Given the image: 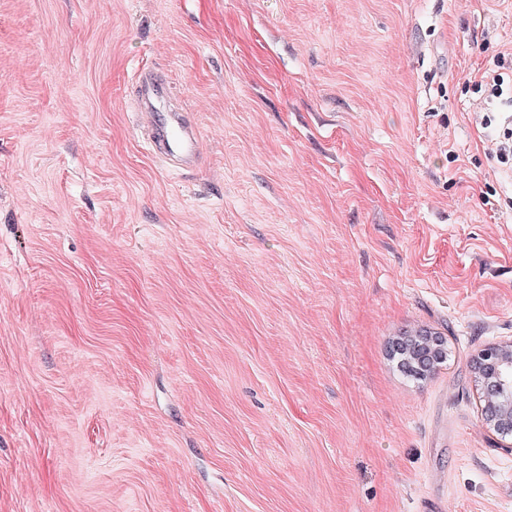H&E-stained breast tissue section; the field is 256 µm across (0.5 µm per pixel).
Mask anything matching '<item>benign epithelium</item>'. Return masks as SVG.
Returning a JSON list of instances; mask_svg holds the SVG:
<instances>
[{
  "mask_svg": "<svg viewBox=\"0 0 512 512\" xmlns=\"http://www.w3.org/2000/svg\"><path fill=\"white\" fill-rule=\"evenodd\" d=\"M440 347L433 351L416 345L407 348L425 366L434 368L445 359L442 337H434ZM473 371L481 394V419L493 432L512 438V400L503 399L504 389L512 387V342L495 344L479 350L472 359Z\"/></svg>",
  "mask_w": 512,
  "mask_h": 512,
  "instance_id": "1",
  "label": "benign epithelium"
}]
</instances>
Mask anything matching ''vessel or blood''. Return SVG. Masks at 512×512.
I'll list each match as a JSON object with an SVG mask.
<instances>
[{
    "mask_svg": "<svg viewBox=\"0 0 512 512\" xmlns=\"http://www.w3.org/2000/svg\"><path fill=\"white\" fill-rule=\"evenodd\" d=\"M136 97L137 124L152 155L181 170L197 166L202 157L198 131L188 113L173 107L174 92L168 78L153 69L141 70Z\"/></svg>",
    "mask_w": 512,
    "mask_h": 512,
    "instance_id": "vessel-or-blood-1",
    "label": "vessel or blood"
}]
</instances>
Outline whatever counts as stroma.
I'll return each mask as SVG.
<instances>
[{
  "label": "stroma",
  "mask_w": 512,
  "mask_h": 512,
  "mask_svg": "<svg viewBox=\"0 0 512 512\" xmlns=\"http://www.w3.org/2000/svg\"><path fill=\"white\" fill-rule=\"evenodd\" d=\"M505 50L512 0H0V512H512L472 369L512 341ZM478 99L487 105L494 102L506 107L502 111L484 108L480 112L478 124L482 129L494 127L496 134L490 140L488 150L498 163L512 171V51L501 52L496 59L495 68L482 73L475 81ZM489 109V111H488ZM137 125L145 133L152 155L164 165L196 167L202 157L197 128L189 114L172 106L168 78L153 69L140 71L136 81Z\"/></svg>",
  "instance_id": "35a3bbf8"
}]
</instances>
